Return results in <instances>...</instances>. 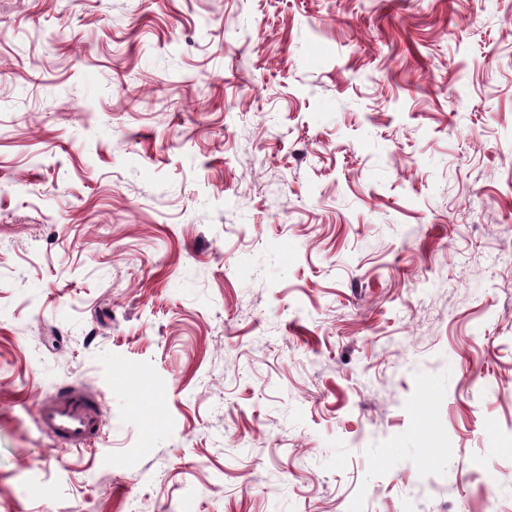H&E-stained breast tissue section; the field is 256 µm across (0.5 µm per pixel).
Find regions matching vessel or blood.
I'll return each mask as SVG.
<instances>
[{
    "label": "vessel or blood",
    "instance_id": "vessel-or-blood-1",
    "mask_svg": "<svg viewBox=\"0 0 512 512\" xmlns=\"http://www.w3.org/2000/svg\"><path fill=\"white\" fill-rule=\"evenodd\" d=\"M37 417L41 429L59 446L83 451L100 435L103 409L83 386L74 383L43 396Z\"/></svg>",
    "mask_w": 512,
    "mask_h": 512
}]
</instances>
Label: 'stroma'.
<instances>
[{"mask_svg": "<svg viewBox=\"0 0 512 512\" xmlns=\"http://www.w3.org/2000/svg\"><path fill=\"white\" fill-rule=\"evenodd\" d=\"M0 512H512V0H0ZM99 401L74 383L43 396L37 407L41 429L59 446L83 451L99 437L103 422Z\"/></svg>", "mask_w": 512, "mask_h": 512, "instance_id": "35a3bbf8", "label": "stroma"}]
</instances>
